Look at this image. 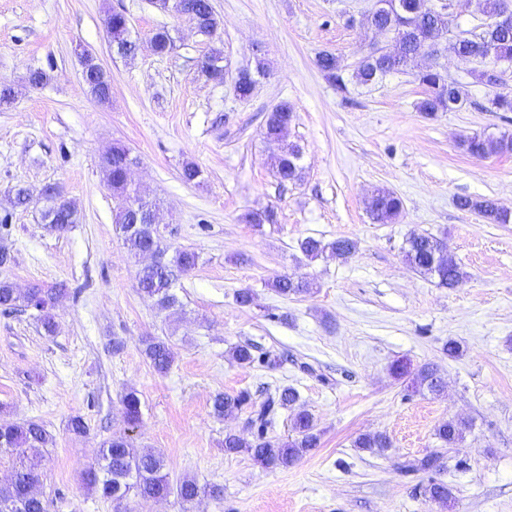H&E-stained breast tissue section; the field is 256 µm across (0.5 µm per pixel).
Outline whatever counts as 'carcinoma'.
Listing matches in <instances>:
<instances>
[{
  "label": "carcinoma",
  "instance_id": "obj_1",
  "mask_svg": "<svg viewBox=\"0 0 512 512\" xmlns=\"http://www.w3.org/2000/svg\"><path fill=\"white\" fill-rule=\"evenodd\" d=\"M194 12L193 21L198 31L208 37L214 36L221 27L220 19L214 14L209 0H185ZM379 7L374 18V26L387 29L392 33V44L380 49L379 53L364 54L357 63L353 77L362 85H371L382 81L390 74L414 71L416 80L425 88L424 97L417 108L426 115L448 112L462 106L467 101V93L462 83L448 79L447 71L437 62L418 65L417 55L428 42L437 43L448 39V33L456 25L458 12L456 3L469 4L471 0H448V11L432 13L431 0H378ZM509 0H478V8L487 22L480 31L457 38L454 44L456 54L472 56L483 64L474 72L475 78L482 84L495 87L500 80L493 68L502 63L512 64V27L492 26L488 20L500 13ZM105 24L112 42L120 47L131 41L127 17L114 11L107 15ZM150 41L155 54H168L174 46V40L165 27L152 33ZM317 65L325 78L336 86V91H347L344 67L339 57L329 51H321L317 56ZM198 72L210 81H224L226 65L224 53L214 49L203 55L198 63ZM88 93L103 103L110 100L112 86L109 76L101 73L94 64H87ZM268 75L262 59H257L255 70L244 69L238 72L235 85L238 96L245 100L251 97L258 78ZM488 112H512V93L497 91L489 99ZM294 120L291 108L286 103L275 106L267 115L263 128L264 137L278 145V151L270 155V165L274 175L285 184L300 179L302 167L301 146L289 140L290 127ZM463 149L471 156L485 158L494 155L512 153V135H474L461 141ZM137 158L122 145L112 147L102 158L101 171L107 185L116 200L114 223L123 236L128 251L140 256L147 251L157 253L158 264L144 266L138 273V289L156 300L162 310L174 308L178 299L173 288L179 277L192 271L198 262V255L190 249H176L168 254L169 246L162 243L155 228L146 223L145 215L156 208V204L132 187L126 178L127 166ZM43 206L41 220L49 229L65 232L79 221L78 209L64 195L56 184H46L41 190ZM456 204L463 210H473L483 215L492 224L512 223V211L498 206L491 199H473L468 196L457 198ZM403 210V202L394 192L378 188L369 200V213L376 223L387 224L397 220ZM276 215L271 210L246 214L245 221L257 228L275 223ZM303 255L316 259L326 251L341 257H347L356 250V243L348 238H338L325 243L314 237L298 241ZM405 264L412 270L437 280L444 288H456L465 279L466 273L454 256L448 253L441 240L429 234L413 233L407 239L404 249ZM274 290L283 296H299L311 290L307 280L282 276L271 284ZM66 288L60 284L54 288L34 286L24 292L14 287L7 278H0V309L5 312L33 309L38 312V320L45 335L52 336L56 323L52 310L57 298ZM144 355L153 369L165 373L173 362L169 344L157 338L144 341ZM232 359L241 366L251 367L258 363L273 367L277 364L267 352L258 351L251 343L236 345L231 353ZM393 374L398 378L409 379L410 388L416 391L426 390L437 394L444 389V381L437 368L427 364L411 371L410 364L397 360L392 364ZM299 402V393L293 387H283L276 397L262 403L247 418V426L252 430V439L247 440L236 434L224 436V452L238 454L246 452L254 460L269 467L287 468L313 449L319 447L320 433L314 417L307 410L298 411L293 417V435L284 441L267 437L268 427L272 424L275 407L291 409ZM251 404V395L241 391L231 395L216 394L211 402V411L217 417H223L234 411H240ZM122 413L129 427L134 428L141 419V401L137 393L129 391L121 398ZM470 429L469 421L450 419L442 422L435 430V436L444 448H451L464 438ZM56 444L55 437L41 424L34 421L0 423V454L12 460L13 484L21 487L38 481V472L44 458V449ZM353 446L371 453H383L391 443L382 432L359 435ZM164 458L146 450L134 453L125 435L112 437L100 449L96 465L83 473L85 485L102 497L118 503L127 501L134 495L141 498H161L176 492L184 502H192L207 493L217 496L220 490L215 487L204 489L194 479H184L172 486L165 472ZM442 467V457L430 453L414 465L413 470L433 473ZM420 496L439 504L448 505L453 499L452 488L434 478L416 487ZM16 512H48L47 502L39 495L22 500Z\"/></svg>",
  "mask_w": 512,
  "mask_h": 512
}]
</instances>
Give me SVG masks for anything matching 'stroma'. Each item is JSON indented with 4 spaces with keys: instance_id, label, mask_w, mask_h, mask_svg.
I'll use <instances>...</instances> for the list:
<instances>
[{
    "instance_id": "obj_1",
    "label": "stroma",
    "mask_w": 512,
    "mask_h": 512,
    "mask_svg": "<svg viewBox=\"0 0 512 512\" xmlns=\"http://www.w3.org/2000/svg\"><path fill=\"white\" fill-rule=\"evenodd\" d=\"M223 26L216 37L151 0H0V82L15 91L0 110V237L13 261L6 276L19 289L66 285L45 335L35 311L0 313V422L41 423L56 438L46 449L38 490L50 512H115L88 491L85 469L101 444L128 434L135 451L162 454L171 481L189 477L222 488L220 497L186 504L129 498L128 512H512V224H491L456 207L460 196L485 197L512 210V155L475 158L459 146L472 134L512 133V112H487L492 88L473 82L475 62L442 49L451 78L462 82V107L427 116L414 75L373 86L349 82L337 93L316 65L319 51L353 71L374 40L362 19L372 0H211ZM124 12L141 47L113 53L105 18ZM167 27L175 47L153 54L148 40ZM262 45L270 70L241 100L234 72ZM220 46L229 63L223 83L198 76L196 61ZM95 55L112 79L110 103L82 80L79 54ZM50 80L30 86V70ZM288 103L291 137L304 149L302 178L280 184L267 164L261 130L267 112ZM137 159L135 182L159 203L170 248L196 251L180 277L181 313L159 310L137 288L139 260L114 224L115 202L102 156L113 144ZM199 182L181 178L185 163ZM62 186L79 211L63 233L40 217L38 191ZM27 187L28 205L13 202ZM401 197L393 223H374L366 199L374 188ZM274 209L276 223L254 228L243 215ZM441 239L467 274L456 288L408 268L411 232ZM348 237L349 258L310 261L297 242ZM313 283L311 294L284 297L272 280ZM252 289L255 303L235 295ZM149 337L166 339L173 363L156 372L143 353ZM463 352L448 357V341ZM251 342L276 366L243 367L231 357ZM436 364L446 382L437 395L415 393L391 373L394 361ZM298 390L321 433L319 448L293 466L264 467L224 452V436L245 434L247 412L218 418L215 394L248 391L262 403L277 388ZM136 391L142 419L129 429L121 397ZM86 434L70 432L73 417ZM464 418L472 427L442 448L436 428ZM386 433L385 454L354 448L366 432ZM441 452L450 507L413 493L424 473L409 465Z\"/></svg>"
}]
</instances>
